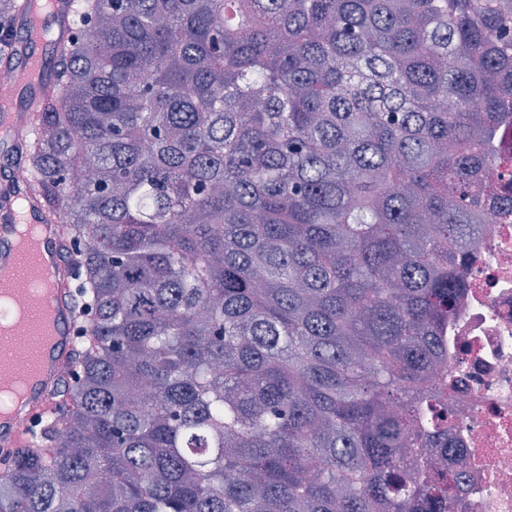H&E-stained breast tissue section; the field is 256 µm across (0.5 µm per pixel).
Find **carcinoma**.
Listing matches in <instances>:
<instances>
[{"instance_id":"1","label":"carcinoma","mask_w":512,"mask_h":512,"mask_svg":"<svg viewBox=\"0 0 512 512\" xmlns=\"http://www.w3.org/2000/svg\"><path fill=\"white\" fill-rule=\"evenodd\" d=\"M69 2L17 164L86 326L0 512H450L457 475L396 454L448 437L512 0Z\"/></svg>"}]
</instances>
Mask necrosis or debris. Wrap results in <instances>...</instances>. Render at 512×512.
Instances as JSON below:
<instances>
[{
    "label": "necrosis or debris",
    "instance_id": "necrosis-or-debris-1",
    "mask_svg": "<svg viewBox=\"0 0 512 512\" xmlns=\"http://www.w3.org/2000/svg\"><path fill=\"white\" fill-rule=\"evenodd\" d=\"M479 190L490 207L443 328L448 360L430 374L448 385L456 452L426 440L397 456L410 474L424 464L459 474L458 512H512V217L502 216L512 210V186L487 170Z\"/></svg>",
    "mask_w": 512,
    "mask_h": 512
}]
</instances>
